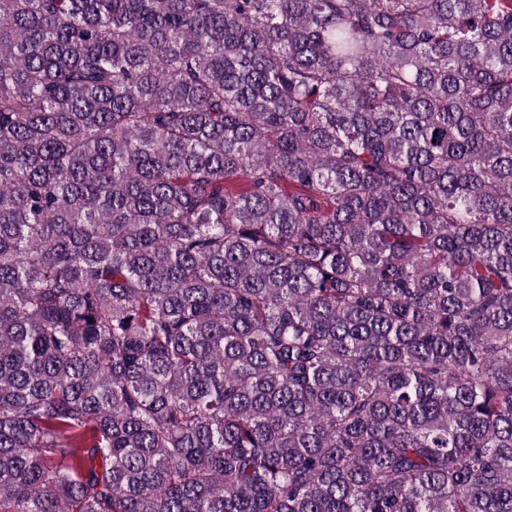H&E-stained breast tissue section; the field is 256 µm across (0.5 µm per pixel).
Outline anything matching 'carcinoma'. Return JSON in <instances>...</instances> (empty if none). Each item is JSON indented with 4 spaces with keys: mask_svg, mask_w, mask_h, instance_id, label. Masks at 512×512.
I'll use <instances>...</instances> for the list:
<instances>
[{
    "mask_svg": "<svg viewBox=\"0 0 512 512\" xmlns=\"http://www.w3.org/2000/svg\"><path fill=\"white\" fill-rule=\"evenodd\" d=\"M0 512H512V0H0Z\"/></svg>",
    "mask_w": 512,
    "mask_h": 512,
    "instance_id": "obj_1",
    "label": "carcinoma"
}]
</instances>
